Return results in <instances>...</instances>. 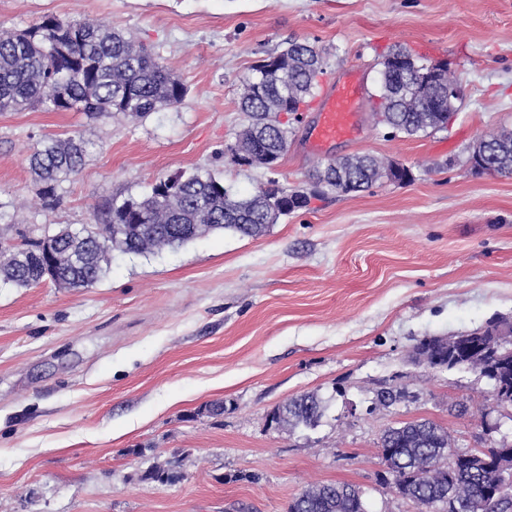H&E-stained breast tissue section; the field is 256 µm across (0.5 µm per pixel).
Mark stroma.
<instances>
[{"mask_svg": "<svg viewBox=\"0 0 512 512\" xmlns=\"http://www.w3.org/2000/svg\"><path fill=\"white\" fill-rule=\"evenodd\" d=\"M52 16L132 35L187 95L140 122L0 112L2 240L99 224L112 200L198 168L235 197L272 180L310 189L315 169L356 154L413 178L324 191L258 238L112 252L90 288L0 285V512H286L323 484L360 488L369 512H425L380 455L389 426L423 418L461 450L512 446V406L492 404L486 378L415 356L423 337L512 320V176L467 162L482 134L512 129V0H0V30ZM292 38L321 50L322 84L359 71V134L309 153V105L281 114L276 170L238 164L241 81ZM398 48L458 77L446 129L376 122L380 62ZM72 134L85 164L42 207L29 157ZM384 388L400 398L380 404ZM307 393L330 401L318 426L273 421ZM158 468L170 481L145 479Z\"/></svg>", "mask_w": 512, "mask_h": 512, "instance_id": "stroma-1", "label": "stroma"}]
</instances>
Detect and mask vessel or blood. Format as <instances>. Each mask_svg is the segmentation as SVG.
Wrapping results in <instances>:
<instances>
[{"label": "vessel or blood", "mask_w": 512, "mask_h": 512, "mask_svg": "<svg viewBox=\"0 0 512 512\" xmlns=\"http://www.w3.org/2000/svg\"><path fill=\"white\" fill-rule=\"evenodd\" d=\"M362 95L359 72H351L332 82L317 106V117L310 146L322 149L337 140H354L357 135V113Z\"/></svg>", "instance_id": "b4317fda"}]
</instances>
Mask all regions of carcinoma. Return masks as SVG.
<instances>
[{
    "mask_svg": "<svg viewBox=\"0 0 512 512\" xmlns=\"http://www.w3.org/2000/svg\"><path fill=\"white\" fill-rule=\"evenodd\" d=\"M289 59L288 72L277 62ZM377 97L381 123L407 136L438 131L448 125V109L436 105L431 87L413 85L415 74L381 62ZM324 73V61L315 46L292 40L277 54L251 67L242 80L240 111L249 117L232 147L238 162L272 156L279 164L288 148L283 112H297L307 103ZM184 84L151 59L135 41L111 27L78 19L46 18L25 31L0 30V111L41 104L50 110H73L89 117L145 118L153 112L183 104ZM495 173L512 175V131L501 129L483 137ZM87 147L75 136L49 139L30 156V168L41 183L46 205L54 204L61 181L80 171ZM338 193L362 192L380 181L400 182L390 159L372 154L339 158L312 174L318 184L332 177ZM161 181L139 199L112 202L103 223L88 233L82 258L67 265L60 276L68 288H90L100 279L103 264L113 250H161L182 245L218 230L257 238L282 215L308 206L311 195L270 182L245 198L228 194L210 171L197 169L175 176L173 192H159ZM46 276L36 245L0 264V282L29 287ZM491 387L512 389V356L504 358L489 378ZM327 401L315 393L303 394L278 409L275 420L287 426H317ZM451 444L441 426L428 421L404 422L383 434L380 448L394 452L385 458L390 468L403 470L395 481L401 496L418 501L437 486L454 488L457 507L449 512H509L512 508L484 500L481 488L488 473L460 461L456 468H430L432 449ZM287 512H368L360 490L349 484L320 485L288 503Z\"/></svg>",
    "mask_w": 512,
    "mask_h": 512,
    "instance_id": "1",
    "label": "carcinoma"
}]
</instances>
